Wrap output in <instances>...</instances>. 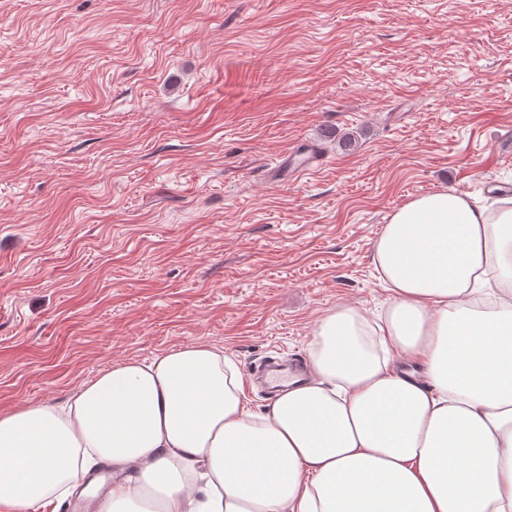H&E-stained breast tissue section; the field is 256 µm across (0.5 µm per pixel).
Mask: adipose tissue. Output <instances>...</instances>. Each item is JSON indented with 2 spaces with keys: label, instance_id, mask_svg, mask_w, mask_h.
Here are the masks:
<instances>
[{
  "label": "adipose tissue",
  "instance_id": "1",
  "mask_svg": "<svg viewBox=\"0 0 512 512\" xmlns=\"http://www.w3.org/2000/svg\"><path fill=\"white\" fill-rule=\"evenodd\" d=\"M373 261L385 316L324 315L312 379L265 410L199 342L0 411V512L75 496L97 464L100 512H512V197L415 198Z\"/></svg>",
  "mask_w": 512,
  "mask_h": 512
}]
</instances>
